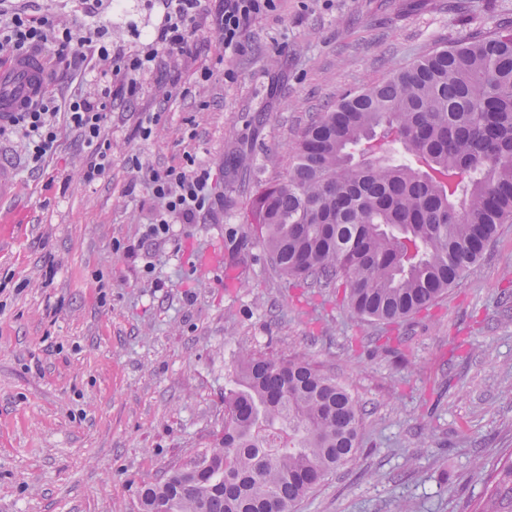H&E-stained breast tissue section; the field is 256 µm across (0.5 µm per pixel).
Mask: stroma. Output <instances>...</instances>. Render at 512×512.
<instances>
[{"instance_id": "1", "label": "stroma", "mask_w": 512, "mask_h": 512, "mask_svg": "<svg viewBox=\"0 0 512 512\" xmlns=\"http://www.w3.org/2000/svg\"><path fill=\"white\" fill-rule=\"evenodd\" d=\"M29 7L83 36L107 28L129 56L149 52L162 16L160 0ZM194 27L134 98L113 70L104 178L83 180L89 152L65 118L37 170L21 137L0 135L15 178L0 202V512H140L144 484L222 436L243 349L306 354L362 408L358 451L299 512H468L512 453V223L433 316L389 328L333 289L274 276L246 214L257 182L286 172L309 116L433 48L512 29V0H279L229 58L207 14ZM188 157L211 171L209 207L143 240L159 203L135 163ZM388 334L400 353L383 348Z\"/></svg>"}]
</instances>
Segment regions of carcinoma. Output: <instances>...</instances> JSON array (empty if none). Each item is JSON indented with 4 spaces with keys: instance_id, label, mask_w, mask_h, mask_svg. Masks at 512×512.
<instances>
[{
    "instance_id": "obj_1",
    "label": "carcinoma",
    "mask_w": 512,
    "mask_h": 512,
    "mask_svg": "<svg viewBox=\"0 0 512 512\" xmlns=\"http://www.w3.org/2000/svg\"><path fill=\"white\" fill-rule=\"evenodd\" d=\"M394 133L398 160L363 146ZM247 223L272 270L341 287L357 317L426 311L512 223V31L434 48L351 91L299 134L285 175L260 181ZM216 446L141 492V512H295L355 453L360 407L307 355H240ZM473 512H512V456Z\"/></svg>"
}]
</instances>
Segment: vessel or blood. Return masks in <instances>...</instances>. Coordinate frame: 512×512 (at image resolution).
<instances>
[{"label":"vessel or blood","instance_id":"obj_1","mask_svg":"<svg viewBox=\"0 0 512 512\" xmlns=\"http://www.w3.org/2000/svg\"><path fill=\"white\" fill-rule=\"evenodd\" d=\"M46 81L47 72L39 59L13 58L0 64V123L21 111Z\"/></svg>","mask_w":512,"mask_h":512}]
</instances>
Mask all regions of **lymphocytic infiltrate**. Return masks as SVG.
Returning a JSON list of instances; mask_svg holds the SVG:
<instances>
[{
	"instance_id": "f902f5d3",
	"label": "lymphocytic infiltrate",
	"mask_w": 512,
	"mask_h": 512,
	"mask_svg": "<svg viewBox=\"0 0 512 512\" xmlns=\"http://www.w3.org/2000/svg\"><path fill=\"white\" fill-rule=\"evenodd\" d=\"M278 0H163L164 15L160 26L151 36L153 47L170 51L183 48L190 37V24L201 11L213 17V31L224 46L225 54H235L241 47L242 35L248 22L274 12ZM44 52L55 57L67 68H79L88 55H95L100 70L96 80L101 87L96 93H78L65 103H58L49 88H42L37 98L24 111L15 113L10 128L22 134L27 146V159L33 168H40L46 158L58 148L59 130L56 117L65 112L68 126L76 131L90 151V160L83 172L85 182L104 177L112 166L111 144L105 137L111 118L112 86L107 77L112 63H122L126 72V91L136 95L139 75L148 58L122 59L112 48L108 30H99L94 42L76 37L72 27L48 16H36L26 10H0V60ZM148 179L162 207L152 223L147 224L145 238L169 234L172 225L195 223L208 206L212 185L207 167L194 159L163 170H149Z\"/></svg>"
}]
</instances>
